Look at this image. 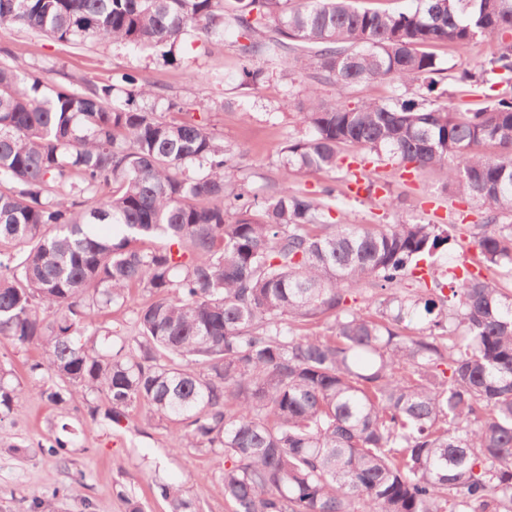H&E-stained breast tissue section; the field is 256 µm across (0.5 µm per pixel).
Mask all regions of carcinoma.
I'll return each mask as SVG.
<instances>
[{
	"instance_id": "1",
	"label": "carcinoma",
	"mask_w": 512,
	"mask_h": 512,
	"mask_svg": "<svg viewBox=\"0 0 512 512\" xmlns=\"http://www.w3.org/2000/svg\"><path fill=\"white\" fill-rule=\"evenodd\" d=\"M236 34L243 84L256 60L293 55L338 93L359 82H420L441 62L423 47L512 31V0H417L398 14L352 0H0V27L61 42L174 48L193 28ZM512 74V43L460 72ZM282 149L270 196L227 178L232 154L208 114L184 111L147 78L58 89L0 65V336L38 342L29 371L51 402L89 393L118 424L144 404L176 427L175 446L209 449L232 512H512V289L465 272L435 293L400 295L448 242L444 224H333L335 189L292 180L331 174L348 148L441 171L483 207L480 264L512 279V96L474 112L425 98L326 102L314 85ZM164 102L170 117L156 111ZM160 239L158 245L146 241ZM378 290L375 314L347 305ZM450 294H443V288ZM131 335L98 322L125 307ZM325 321L330 335L308 331ZM0 415L23 389L4 382ZM170 512H196L161 484ZM59 490L32 497L57 512Z\"/></svg>"
}]
</instances>
